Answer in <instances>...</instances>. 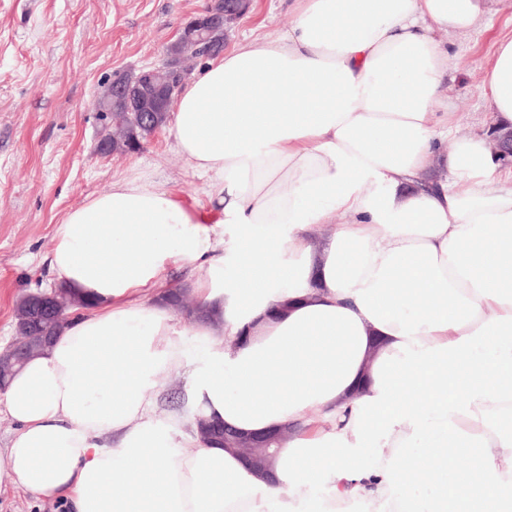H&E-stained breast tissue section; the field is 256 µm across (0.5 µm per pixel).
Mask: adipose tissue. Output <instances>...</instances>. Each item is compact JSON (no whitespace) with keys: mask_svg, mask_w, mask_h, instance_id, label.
<instances>
[{"mask_svg":"<svg viewBox=\"0 0 512 512\" xmlns=\"http://www.w3.org/2000/svg\"><path fill=\"white\" fill-rule=\"evenodd\" d=\"M511 5L292 0L288 30L207 59L171 130L219 218L146 175L64 215L50 267L86 304L0 391V483L69 512H512V172L490 147L512 36L482 134L443 93L438 36ZM180 262L209 270L185 334L142 299ZM181 372L192 417L157 418ZM200 415L286 429L274 479L204 445Z\"/></svg>","mask_w":512,"mask_h":512,"instance_id":"1","label":"adipose tissue"}]
</instances>
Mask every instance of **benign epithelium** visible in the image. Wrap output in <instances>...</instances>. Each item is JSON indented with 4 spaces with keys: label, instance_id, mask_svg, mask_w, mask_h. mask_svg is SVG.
<instances>
[{
    "label": "benign epithelium",
    "instance_id": "1",
    "mask_svg": "<svg viewBox=\"0 0 512 512\" xmlns=\"http://www.w3.org/2000/svg\"><path fill=\"white\" fill-rule=\"evenodd\" d=\"M253 0H210L207 8L190 17L180 28L175 43L185 47L194 60L208 54L221 52L224 42L238 21L246 15ZM188 78L184 71L183 58L165 55L158 67H144L119 74L110 81L111 92L104 101L100 112L108 118L113 112H123L142 126H152V118L157 112H169L170 101L176 84ZM494 152L503 159L512 158V133L496 135L492 139ZM61 291L39 295L37 307L31 309L28 323L38 331L36 336H18L6 348L0 351V371L6 373L29 358L41 354L50 345L51 336L41 330L44 314L65 319L72 303H63ZM203 441L211 445L239 444L238 452L242 460L250 466H260L261 457L255 449L266 452L279 451L285 441V435L279 433L251 434L238 432L217 423L209 424Z\"/></svg>",
    "mask_w": 512,
    "mask_h": 512
}]
</instances>
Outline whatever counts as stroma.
<instances>
[{
  "mask_svg": "<svg viewBox=\"0 0 512 512\" xmlns=\"http://www.w3.org/2000/svg\"><path fill=\"white\" fill-rule=\"evenodd\" d=\"M206 0H0V347L15 337L14 312L27 295L58 283L49 265L56 225L113 180L138 172L185 199L204 195L163 127L129 154L103 155L97 100L121 72L160 65L178 29ZM289 0H254L226 50L287 30ZM512 35L500 13L455 48L448 95L461 123L480 132L487 116L478 88L495 45ZM0 512H67L61 499L0 485Z\"/></svg>",
  "mask_w": 512,
  "mask_h": 512,
  "instance_id": "stroma-1",
  "label": "stroma"
}]
</instances>
